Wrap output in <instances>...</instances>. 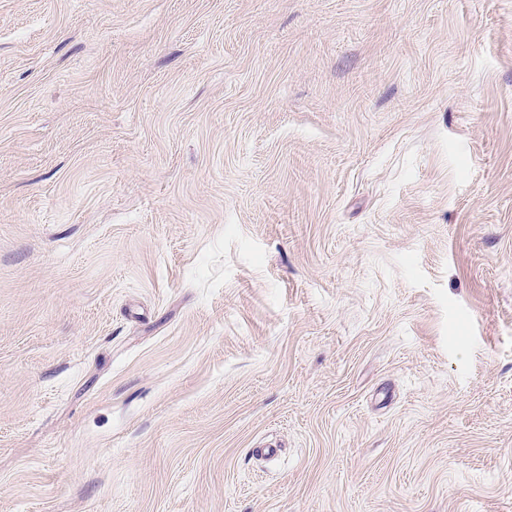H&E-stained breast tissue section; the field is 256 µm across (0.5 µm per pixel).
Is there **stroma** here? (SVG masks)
<instances>
[{
  "label": "stroma",
  "instance_id": "1",
  "mask_svg": "<svg viewBox=\"0 0 512 512\" xmlns=\"http://www.w3.org/2000/svg\"><path fill=\"white\" fill-rule=\"evenodd\" d=\"M0 512H512V0H0Z\"/></svg>",
  "mask_w": 512,
  "mask_h": 512
}]
</instances>
